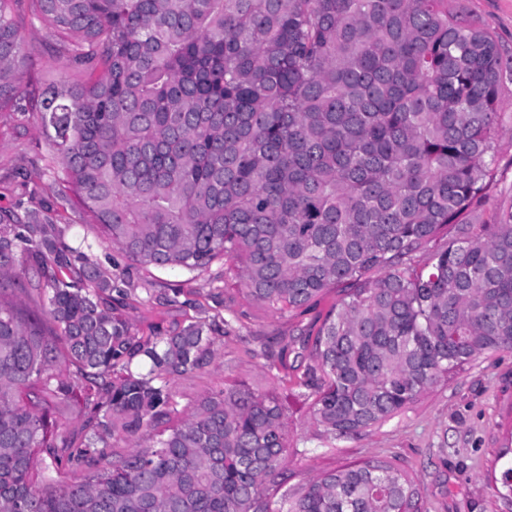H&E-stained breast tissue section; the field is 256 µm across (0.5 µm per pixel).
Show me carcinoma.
Instances as JSON below:
<instances>
[{
	"instance_id": "obj_1",
	"label": "carcinoma",
	"mask_w": 512,
	"mask_h": 512,
	"mask_svg": "<svg viewBox=\"0 0 512 512\" xmlns=\"http://www.w3.org/2000/svg\"><path fill=\"white\" fill-rule=\"evenodd\" d=\"M40 24L57 79L27 77ZM512 52L463 0H0V111L39 113L60 198L139 266L232 263L317 330L246 353L359 439L512 351ZM81 262L75 277L71 268ZM110 276L36 214L0 225V512H426L370 459L288 486L285 397L236 380L179 408L233 315L137 333Z\"/></svg>"
}]
</instances>
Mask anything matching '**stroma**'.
Returning <instances> with one entry per match:
<instances>
[{"instance_id": "stroma-1", "label": "stroma", "mask_w": 512, "mask_h": 512, "mask_svg": "<svg viewBox=\"0 0 512 512\" xmlns=\"http://www.w3.org/2000/svg\"><path fill=\"white\" fill-rule=\"evenodd\" d=\"M465 4L512 48V0ZM46 151L36 113L20 108L0 111V210L22 218L28 211L48 208L69 246L109 273L126 272L131 287L213 290L237 315L235 330L219 346L210 371L177 381L174 391L180 405L233 379L247 380L259 390L268 388L271 379L260 360L247 353L255 338L287 336L296 328L321 324L335 303L337 293L331 290L304 315L279 314L252 301L221 261L198 275L178 267L159 271L131 265L121 251L102 241L98 226L85 223L74 202L56 197L46 170ZM288 414L297 447L308 451L304 457H289L291 483L350 463L395 457L416 474L428 512H512V503L498 497L493 486L503 467L497 455L512 431V352L480 358L411 409L357 440L321 444L309 426L307 403L293 394L288 397Z\"/></svg>"}]
</instances>
